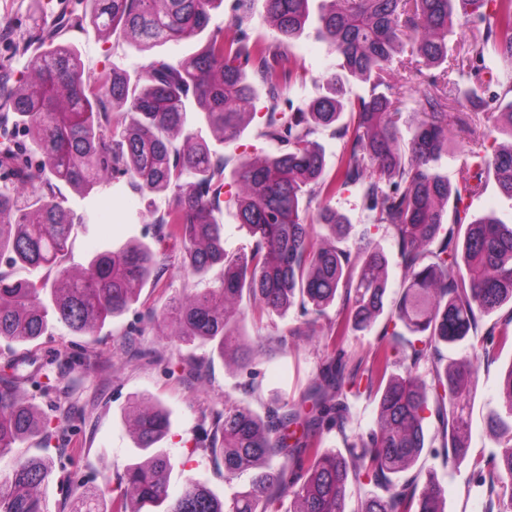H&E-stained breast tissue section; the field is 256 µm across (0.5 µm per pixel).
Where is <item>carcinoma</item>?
<instances>
[{"label": "carcinoma", "mask_w": 512, "mask_h": 512, "mask_svg": "<svg viewBox=\"0 0 512 512\" xmlns=\"http://www.w3.org/2000/svg\"><path fill=\"white\" fill-rule=\"evenodd\" d=\"M263 2L269 38H253L245 24ZM82 10L38 17L24 33L0 27L22 54L34 51L31 77L21 86L9 59L0 61V127L26 132L17 148H0V342L33 344L54 324L77 336L91 335L140 298V285L158 283L173 267L202 277L222 269L205 292L183 289L169 300L170 316L148 307L151 323L171 320L170 344H212L221 356L240 355L249 366L264 339L242 340L240 321H260L297 307L303 320L275 337L284 351L325 319L326 344L318 378L298 405L275 401L257 413L244 402L224 405L194 451L212 461L224 483L251 472L248 487L222 500L190 479L172 498L171 462L159 443L168 433L167 408L137 396V448L144 460L131 463L94 491L71 485L73 512H271L288 495L294 512H345L349 489L374 484L358 512H445V487L432 471L400 480L425 448V412L442 423L443 456L454 467L470 454L466 434L478 384V362L512 348V308L486 327V315L512 305V225L492 216L469 218L470 201L494 176L512 199V84L493 91L507 101L509 143L492 154L471 151L456 184L438 168L448 154V68L459 76L487 69L493 47L512 65V0H234L230 25L207 31L211 10L224 0H78ZM477 33L461 59H448L452 18ZM336 50L338 71L324 92L294 112L281 108L287 89L301 78L292 42L306 27ZM114 33L138 53L206 34L199 50L178 62L153 57L131 75L114 64L98 77L84 69L65 33ZM402 67V84L391 72ZM439 75L426 76L429 69ZM359 80L364 94L346 97ZM419 96L421 120L403 139L398 104ZM464 101L461 126L475 132L485 102L474 90H457ZM267 102L260 135L277 144L262 157L241 160L232 174L237 221L251 238L250 251L224 250L221 196L228 175L224 154L188 125L194 112L231 144L244 131L247 108ZM343 143L336 169H327L321 129ZM128 187L167 206L154 212L156 242H127L97 251L83 264L65 265L70 229L86 224L87 213L67 206L66 187L89 197L101 187ZM355 187L374 227L397 242L403 288L390 308L382 337L364 365H351L336 351L351 332H366L384 312L388 260L370 233L350 254L338 247L348 217L333 205ZM328 231L319 235L314 225ZM18 269L45 270L53 280L16 279ZM251 308H236L243 295ZM335 317L326 307L336 297ZM457 350L442 362L438 345ZM404 351V370L390 372L392 353ZM66 371L95 369L89 353L65 357ZM32 375L14 361L0 370V454L30 440L48 443L49 424L21 393ZM366 380L377 404L378 427L367 437L348 433L350 410L344 390ZM506 403L490 413L488 428L506 449L490 466L473 459L472 479L485 489L486 512H512V364L503 378ZM336 430L338 448L320 447L323 431ZM51 469L46 459L20 455L13 471L0 475V512H47L38 494Z\"/></svg>", "instance_id": "carcinoma-1"}]
</instances>
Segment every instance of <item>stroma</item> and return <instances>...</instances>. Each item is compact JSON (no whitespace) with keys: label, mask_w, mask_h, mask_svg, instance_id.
I'll return each instance as SVG.
<instances>
[{"label":"stroma","mask_w":512,"mask_h":512,"mask_svg":"<svg viewBox=\"0 0 512 512\" xmlns=\"http://www.w3.org/2000/svg\"><path fill=\"white\" fill-rule=\"evenodd\" d=\"M56 6L57 0H0V24L24 28L34 18L52 15ZM67 40L77 47L86 72L92 75L107 71L115 64L134 71L149 60L148 54L136 53L113 37L98 38L73 32L68 34ZM293 52L303 77L291 84L286 98L292 107L298 108L318 95L324 77L337 66L339 59L328 42L311 28L295 42ZM265 112V102H257L240 138L224 146V155L230 163H237L242 158L261 157L275 150V143L260 135ZM99 197L104 205L92 213L90 223L72 228L69 264L84 263L108 243L119 245L131 239L153 240L156 228L149 222V213L151 209H162L167 205L165 197L159 196L149 202L128 190L119 194L103 190ZM335 206L351 222L347 236L340 243L341 248L353 250L357 237L372 231L374 240L389 261L386 298L396 299L402 286L396 242L384 231L373 230V216L362 207L357 189H348L337 196ZM215 283V274H208L202 280H188L173 269L160 283H146L140 303L134 304L122 316L107 321L95 335L76 336L60 326L53 335L42 337L34 348L0 343V364L25 355L34 357L36 365L42 366L43 374L38 385L27 386L24 395L48 421H57L64 408L72 403L83 410L82 418L55 429L48 449L27 442L21 444L17 452L0 455V472L11 470L16 454L44 455L52 465L51 478L40 491L47 510L70 512L71 500L66 488L72 481L94 488L132 462L134 417L129 404L133 396L145 395L161 400L170 413V432L162 442L174 463L168 479L170 496L179 495L190 476L206 484L217 495H224L223 479L215 473L209 458L194 450L210 428L211 411L223 408L225 400L242 398L251 382L257 387L250 400L255 411H262L265 404L276 400L291 404L300 401L319 370L325 338L322 327L318 326L312 335L300 338L288 350H281L275 338L300 322V313L295 308L283 316H266L259 324L245 320L240 328L245 341H252L261 334L267 336L269 342L250 369L244 370L234 357L211 355L209 345L177 349L170 346L159 330L148 328L147 305L168 300L186 286L203 291ZM85 347L98 356L99 365L92 375L76 379L69 373L59 374L56 366L49 363L54 352L77 356ZM137 349L156 350L161 358L154 362L132 359L131 354ZM198 363L203 364V372L195 371L194 366ZM511 364L512 351L506 349L479 366L472 411L473 455L487 457L498 450L485 419L490 411L501 409L505 402L502 381ZM424 431L425 450L416 467L434 471L445 486L446 512H483L485 494L481 487L471 482L470 464L465 462L451 469L442 462L440 423L435 414H428Z\"/></svg>","instance_id":"stroma-1"}]
</instances>
